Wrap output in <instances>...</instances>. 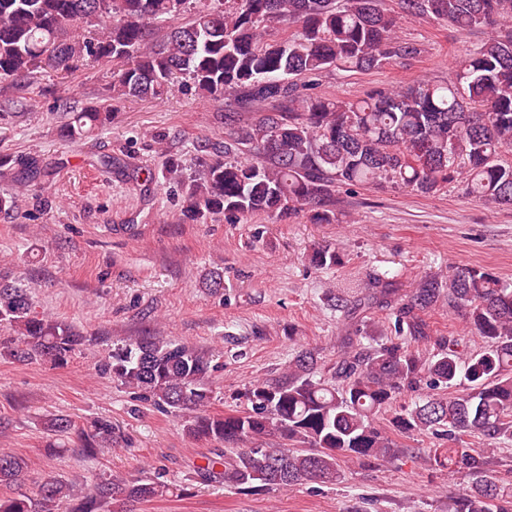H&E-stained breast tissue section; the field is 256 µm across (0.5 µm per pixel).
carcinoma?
I'll return each instance as SVG.
<instances>
[{"instance_id": "1", "label": "carcinoma", "mask_w": 512, "mask_h": 512, "mask_svg": "<svg viewBox=\"0 0 512 512\" xmlns=\"http://www.w3.org/2000/svg\"><path fill=\"white\" fill-rule=\"evenodd\" d=\"M383 0H0V83L36 70L70 74L79 61L112 64L116 98L160 99L185 79L210 99L227 97L224 142H197L201 167L184 184L183 215L197 223L220 215H264L276 221L307 212L314 224L336 221V192L366 185L435 194L455 183L492 206L512 207V29L461 56L448 80L421 79L407 88H373L349 101L314 92V77L330 69L368 71L415 58V40L398 35L400 17H434L458 30L505 25L512 0H400L395 15ZM176 22L161 40L151 27ZM88 26L95 32L84 34ZM268 102L248 123L239 114ZM111 120L108 108L69 113L65 140L91 137ZM317 269L341 264L327 245L310 256ZM363 308H395L396 336L358 348L336 366V380L319 376L317 357L300 351L279 380L251 384L244 406L210 411L216 366L196 348L153 337L112 352L102 371L157 407L188 413L189 436L218 444L206 481L253 491L308 482L336 485L342 463L390 464L406 456L378 424L399 433L428 431L448 443L432 448L436 466L461 476L464 488L448 512H512V494L487 474L488 458L512 444V283L480 266L447 277L426 276L399 293L398 275H382ZM448 302L480 349L461 353L448 339L423 357L407 337L429 335L419 312ZM13 336L0 356L62 365L80 349L76 329L34 312L26 289L0 282V321ZM460 388L398 404L406 390ZM52 432L76 433L86 455L112 444V421L78 427L66 416ZM278 433V448H248ZM482 444L471 448L463 437ZM28 463L0 450V512H128L170 491L160 474L101 476L91 484L50 477L25 488Z\"/></svg>"}]
</instances>
